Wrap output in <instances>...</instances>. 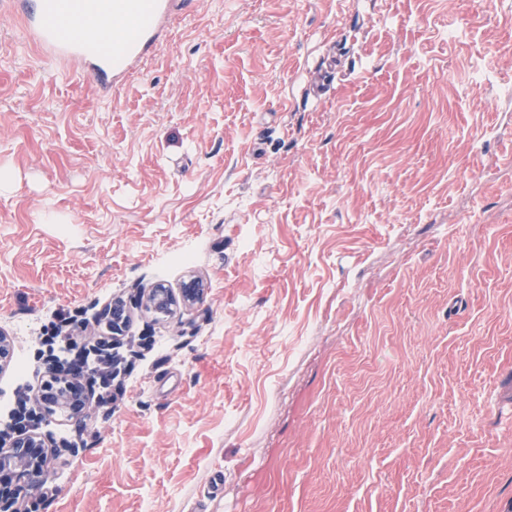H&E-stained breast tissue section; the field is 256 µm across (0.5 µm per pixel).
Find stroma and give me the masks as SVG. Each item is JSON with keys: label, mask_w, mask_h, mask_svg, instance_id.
<instances>
[{"label": "stroma", "mask_w": 512, "mask_h": 512, "mask_svg": "<svg viewBox=\"0 0 512 512\" xmlns=\"http://www.w3.org/2000/svg\"><path fill=\"white\" fill-rule=\"evenodd\" d=\"M506 80L512 0H189L106 99L0 11V429L128 315L40 512H512Z\"/></svg>", "instance_id": "stroma-1"}]
</instances>
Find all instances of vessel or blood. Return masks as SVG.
Here are the masks:
<instances>
[{
    "label": "vessel or blood",
    "mask_w": 512,
    "mask_h": 512,
    "mask_svg": "<svg viewBox=\"0 0 512 512\" xmlns=\"http://www.w3.org/2000/svg\"><path fill=\"white\" fill-rule=\"evenodd\" d=\"M26 15V34L47 56L88 70L101 97L156 52L177 0H0ZM103 24L116 29V47L97 43L86 32Z\"/></svg>",
    "instance_id": "1"
}]
</instances>
